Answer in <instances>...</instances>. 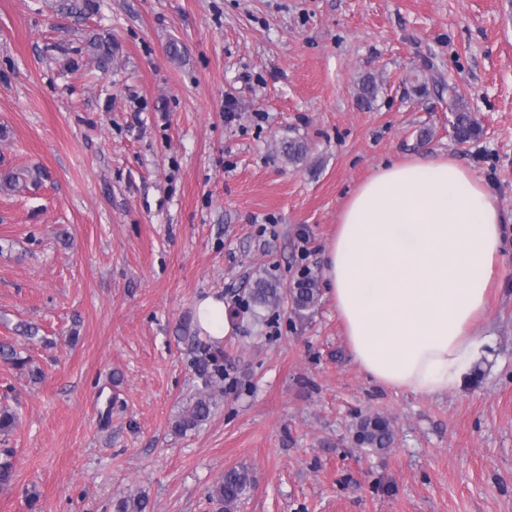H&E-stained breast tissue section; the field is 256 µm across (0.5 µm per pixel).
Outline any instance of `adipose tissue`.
Here are the masks:
<instances>
[{
	"label": "adipose tissue",
	"mask_w": 512,
	"mask_h": 512,
	"mask_svg": "<svg viewBox=\"0 0 512 512\" xmlns=\"http://www.w3.org/2000/svg\"><path fill=\"white\" fill-rule=\"evenodd\" d=\"M504 224L490 187L447 157L379 165L345 200L323 278L368 379L435 397L489 357L494 338L479 323L503 265ZM195 318L215 342L234 330L213 294Z\"/></svg>",
	"instance_id": "1"
}]
</instances>
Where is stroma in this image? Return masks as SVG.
Returning <instances> with one entry per match:
<instances>
[{"label":"stroma","instance_id":"1","mask_svg":"<svg viewBox=\"0 0 512 512\" xmlns=\"http://www.w3.org/2000/svg\"><path fill=\"white\" fill-rule=\"evenodd\" d=\"M98 3L0 0V170L21 174L0 192V342L43 372L0 361V405L19 416L0 436V512H115L130 494L145 512H210L208 488L241 467L237 512H512V247L491 359L435 398L358 369L328 289L304 318L283 305L257 327L244 308L256 277L322 279L344 201L386 161L451 157L512 231V0ZM94 34L112 40L108 71ZM436 79L459 87L477 138L458 143L447 101L415 93ZM214 293L235 326L223 391L182 434L208 343L194 308ZM373 413L396 429L382 453L353 438Z\"/></svg>","mask_w":512,"mask_h":512}]
</instances>
